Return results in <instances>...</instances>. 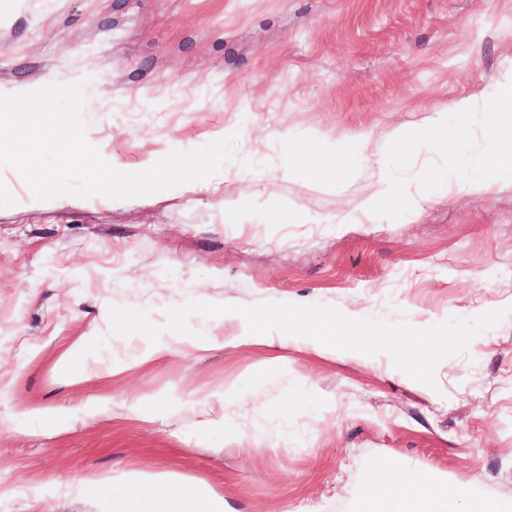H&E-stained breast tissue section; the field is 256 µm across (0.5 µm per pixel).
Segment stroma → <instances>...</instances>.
Instances as JSON below:
<instances>
[{"mask_svg": "<svg viewBox=\"0 0 512 512\" xmlns=\"http://www.w3.org/2000/svg\"><path fill=\"white\" fill-rule=\"evenodd\" d=\"M509 72L512 0H0V93L86 80L124 172L237 137L220 185L158 200L40 201L0 167V512H107L99 480L159 471L227 512H353L378 459L511 504L512 181L434 187L448 157L395 139ZM298 132L389 154L333 187ZM190 301L505 316L429 386L199 313L169 331ZM392 190L391 184L386 180L374 183L370 191L360 197L353 205L351 213H368L379 208L385 202Z\"/></svg>", "mask_w": 512, "mask_h": 512, "instance_id": "stroma-1", "label": "stroma"}]
</instances>
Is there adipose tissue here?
I'll list each match as a JSON object with an SVG mask.
<instances>
[{
    "instance_id": "ef3b65f1",
    "label": "adipose tissue",
    "mask_w": 512,
    "mask_h": 512,
    "mask_svg": "<svg viewBox=\"0 0 512 512\" xmlns=\"http://www.w3.org/2000/svg\"><path fill=\"white\" fill-rule=\"evenodd\" d=\"M484 113L487 133L480 156L468 149V133L476 113ZM428 141L453 161L450 182L465 191L482 194L501 179L512 178V108L501 106L500 92L487 91L484 102L464 98L448 110L433 113ZM306 141L321 162L325 180L336 182L346 171L368 161L383 162L385 146L368 147L365 140H337L322 135L289 136V143ZM357 512H511L498 501L474 499L469 483L445 482L414 476L382 461L372 468Z\"/></svg>"
}]
</instances>
